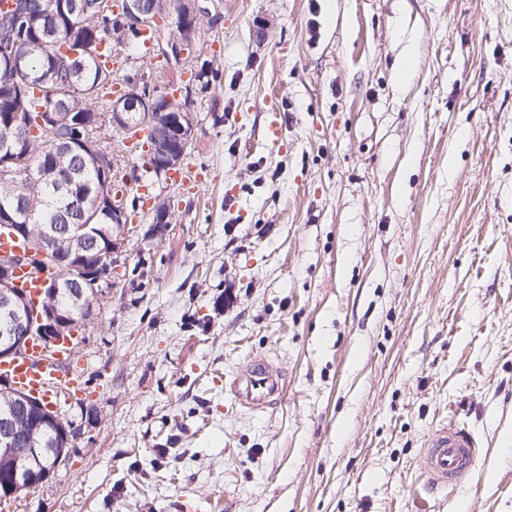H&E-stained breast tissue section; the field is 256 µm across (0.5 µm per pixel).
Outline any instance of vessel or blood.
Instances as JSON below:
<instances>
[{
  "mask_svg": "<svg viewBox=\"0 0 512 512\" xmlns=\"http://www.w3.org/2000/svg\"><path fill=\"white\" fill-rule=\"evenodd\" d=\"M61 352L43 356L40 348L7 364H0V375L7 377L18 390L56 407L59 399L79 394L83 381L79 374L57 373L52 362L61 360ZM229 392L242 407L260 411L283 399V386L277 372L263 357L254 358L248 368L229 385ZM479 442L467 428L450 424L433 431L425 441L422 467L428 487L435 492L453 488L459 477L477 462Z\"/></svg>",
  "mask_w": 512,
  "mask_h": 512,
  "instance_id": "vessel-or-blood-1",
  "label": "vessel or blood"
}]
</instances>
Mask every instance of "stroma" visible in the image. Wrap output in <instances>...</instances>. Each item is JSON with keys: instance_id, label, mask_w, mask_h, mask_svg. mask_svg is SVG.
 <instances>
[{"instance_id": "1", "label": "stroma", "mask_w": 512, "mask_h": 512, "mask_svg": "<svg viewBox=\"0 0 512 512\" xmlns=\"http://www.w3.org/2000/svg\"><path fill=\"white\" fill-rule=\"evenodd\" d=\"M217 9L190 182L99 133L170 222L137 215L75 356L82 434L0 512H512V0ZM259 356L286 388L254 412L228 384ZM450 422L484 452L435 493L421 452Z\"/></svg>"}]
</instances>
